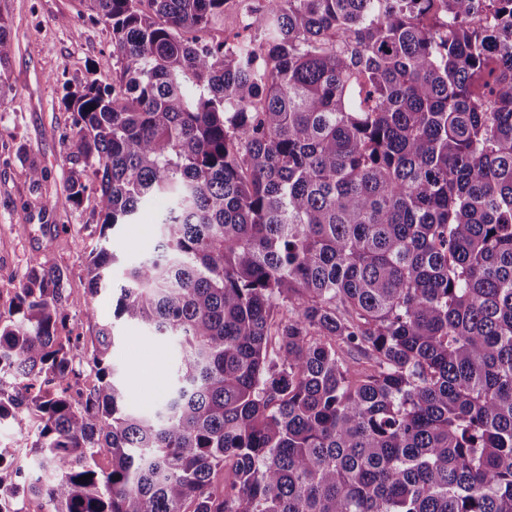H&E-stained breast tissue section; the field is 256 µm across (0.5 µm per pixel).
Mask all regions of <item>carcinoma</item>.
<instances>
[{
    "label": "carcinoma",
    "mask_w": 512,
    "mask_h": 512,
    "mask_svg": "<svg viewBox=\"0 0 512 512\" xmlns=\"http://www.w3.org/2000/svg\"><path fill=\"white\" fill-rule=\"evenodd\" d=\"M119 77L66 96L68 190L165 197L113 316L178 346L150 411L113 333L81 376L64 272L0 318V420L44 512H512V0H88ZM11 34L0 16V90ZM107 451L111 468L97 457ZM227 471L222 488L217 473ZM87 475V481L80 477ZM266 6L264 0H228L224 5V20L221 19L212 33L217 38L230 35V39L235 33L249 34L250 31H246L240 24V15L248 11H262ZM33 433H34V429L32 430L31 435H33ZM31 435L27 436V435L19 434L7 423H2L0 425V451L3 450L4 455L8 459V462H7L8 464H9V457L12 454L14 448H26L27 455H28L29 460L32 465L33 457H32V452L30 450V445H31V440H32ZM7 463H5V464H7Z\"/></svg>",
    "instance_id": "obj_1"
}]
</instances>
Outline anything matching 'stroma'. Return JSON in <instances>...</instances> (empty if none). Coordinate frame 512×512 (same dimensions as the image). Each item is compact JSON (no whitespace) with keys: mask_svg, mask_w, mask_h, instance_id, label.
I'll list each match as a JSON object with an SVG mask.
<instances>
[{"mask_svg":"<svg viewBox=\"0 0 512 512\" xmlns=\"http://www.w3.org/2000/svg\"><path fill=\"white\" fill-rule=\"evenodd\" d=\"M10 23L13 47L8 67L11 89L0 104V313H8L29 271L58 267L66 274V295L74 331L84 348L75 357L82 370L78 389L95 377L85 351L98 324L112 323V360L133 404L160 400L177 357L174 341L152 340L143 330L112 318V292L124 283L125 267L137 262L155 240V220L167 199L146 201L136 223L117 228L119 263L98 295L87 290V261L99 238L100 208L95 191L74 202L67 189L72 168L66 139L73 117L63 104L66 88L92 79L112 81L120 65L112 53V34L91 17L84 0H0ZM44 171L39 190L30 186L28 168ZM99 309L89 321V305Z\"/></svg>","mask_w":512,"mask_h":512,"instance_id":"35a3bbf8","label":"stroma"}]
</instances>
